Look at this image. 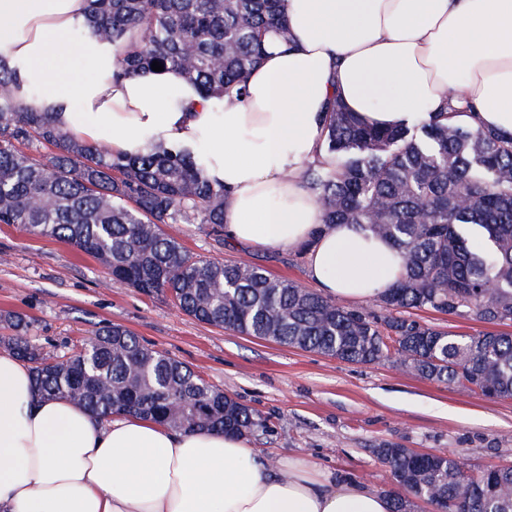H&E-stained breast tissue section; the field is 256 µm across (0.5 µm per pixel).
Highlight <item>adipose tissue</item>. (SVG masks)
<instances>
[{
	"instance_id": "ef3b65f1",
	"label": "adipose tissue",
	"mask_w": 512,
	"mask_h": 512,
	"mask_svg": "<svg viewBox=\"0 0 512 512\" xmlns=\"http://www.w3.org/2000/svg\"><path fill=\"white\" fill-rule=\"evenodd\" d=\"M86 7L0 0V53L26 106L116 154L158 140L191 150L224 187L225 235L305 248L308 279L331 298L375 301L403 259L360 225H323L305 187L328 99L394 128L447 110L456 89V123L512 134V0H287L290 43L268 33L245 96L220 112L175 70L113 81L111 43L71 37ZM0 512H390V501L301 459L269 461L243 436L37 396L27 365L2 349Z\"/></svg>"
}]
</instances>
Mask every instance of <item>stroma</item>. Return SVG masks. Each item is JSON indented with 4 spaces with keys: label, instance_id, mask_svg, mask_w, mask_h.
<instances>
[{
    "label": "stroma",
    "instance_id": "stroma-1",
    "mask_svg": "<svg viewBox=\"0 0 512 512\" xmlns=\"http://www.w3.org/2000/svg\"><path fill=\"white\" fill-rule=\"evenodd\" d=\"M170 232L194 256L258 264L272 276L308 281L302 251L243 247L198 224H175ZM0 311L26 315L34 343L50 353L104 324L123 326L266 418V431L249 437L264 458L305 457L381 494L393 488L374 453L384 443L455 455L476 473L512 465V399L197 322L169 295L149 297L112 282L92 258L16 225L0 224Z\"/></svg>",
    "mask_w": 512,
    "mask_h": 512
}]
</instances>
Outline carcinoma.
Masks as SVG:
<instances>
[{
	"instance_id": "1",
	"label": "carcinoma",
	"mask_w": 512,
	"mask_h": 512,
	"mask_svg": "<svg viewBox=\"0 0 512 512\" xmlns=\"http://www.w3.org/2000/svg\"><path fill=\"white\" fill-rule=\"evenodd\" d=\"M286 0H87L86 27L115 47L112 79L179 70L204 100L244 95L273 28L288 38ZM21 80L0 53V224L63 241L109 277L147 296L168 294L188 316L279 345L354 364L388 362L450 388L512 398V335H462L404 316L466 312L512 324V135L452 122L456 109L417 126L381 130L334 99L305 186L324 224H358L404 260L381 312L346 308L260 266L196 258L169 224L224 229V187L190 151L162 142L114 154L71 137L20 98ZM47 147L38 156L25 148ZM0 346L30 364L36 392L100 417L131 414L173 430L252 435L267 419L188 365L104 325L48 355L20 314H0ZM391 512L409 497L437 512H512V467L472 473L460 458L383 444Z\"/></svg>"
}]
</instances>
